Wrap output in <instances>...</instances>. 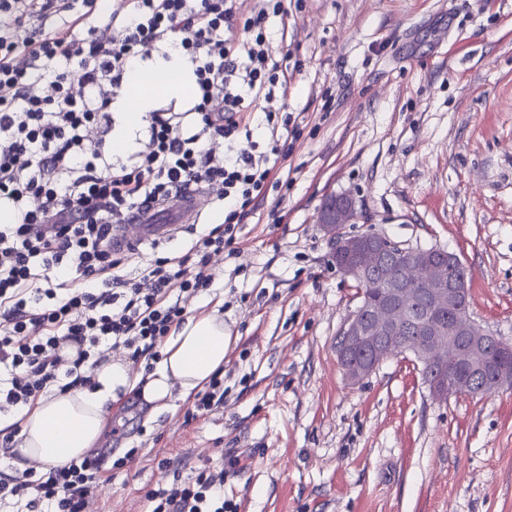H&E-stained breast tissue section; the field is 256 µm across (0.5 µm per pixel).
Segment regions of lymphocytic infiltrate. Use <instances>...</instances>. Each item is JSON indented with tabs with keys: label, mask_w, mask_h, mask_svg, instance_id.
Returning a JSON list of instances; mask_svg holds the SVG:
<instances>
[{
	"label": "lymphocytic infiltrate",
	"mask_w": 512,
	"mask_h": 512,
	"mask_svg": "<svg viewBox=\"0 0 512 512\" xmlns=\"http://www.w3.org/2000/svg\"><path fill=\"white\" fill-rule=\"evenodd\" d=\"M105 27L97 0H0V416L49 390L94 389L105 348L154 360L191 300L211 286V257L236 238L250 208L282 186L284 137H299L287 101L298 65L275 55L270 18L283 0H121ZM39 17V30L25 20ZM179 43L195 65L190 98L164 97L149 114L144 147L109 153L113 101L132 61L148 64ZM267 129L252 140L259 102ZM190 187L207 191L224 220L182 253L126 274L112 227ZM17 425L0 430V512H89L101 455L44 473L10 471ZM225 471L203 466L147 492L150 512H234Z\"/></svg>",
	"instance_id": "obj_1"
}]
</instances>
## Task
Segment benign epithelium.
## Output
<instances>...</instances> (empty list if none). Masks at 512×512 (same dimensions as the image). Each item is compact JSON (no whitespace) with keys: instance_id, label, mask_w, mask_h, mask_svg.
Wrapping results in <instances>:
<instances>
[{"instance_id":"obj_1","label":"benign epithelium","mask_w":512,"mask_h":512,"mask_svg":"<svg viewBox=\"0 0 512 512\" xmlns=\"http://www.w3.org/2000/svg\"><path fill=\"white\" fill-rule=\"evenodd\" d=\"M356 220L355 202L347 196L327 197L318 213V224L332 242L336 269L356 282L374 285L381 296L377 304L354 311L341 330L337 350L347 379L361 382L387 359L410 353L433 368L444 370L453 364L465 371L428 388L437 403L512 387V341L481 328L465 310L467 277H448V266L457 256L450 252L444 259L437 256V248H410L403 251L402 264L388 265L384 239L344 234L345 225ZM417 324L424 328V340H406ZM366 343L371 344L367 358L352 360V352ZM490 350L502 367L489 377L485 365Z\"/></svg>"}]
</instances>
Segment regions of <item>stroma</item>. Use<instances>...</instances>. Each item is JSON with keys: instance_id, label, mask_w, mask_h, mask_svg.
Segmentation results:
<instances>
[{"instance_id": "1", "label": "stroma", "mask_w": 512, "mask_h": 512, "mask_svg": "<svg viewBox=\"0 0 512 512\" xmlns=\"http://www.w3.org/2000/svg\"><path fill=\"white\" fill-rule=\"evenodd\" d=\"M285 6L267 34L302 64L292 183L269 190L187 307L220 308L233 336L224 406L191 420L175 396L154 417L122 394L100 445L140 452L94 510L145 512L149 490L235 457L237 512H512V389L437 403L408 354L349 383L336 342L358 286L317 222L345 194L360 214L346 234L457 254L473 317L512 339V0Z\"/></svg>"}]
</instances>
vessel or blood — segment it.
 <instances>
[{
    "label": "vessel or blood",
    "instance_id": "obj_1",
    "mask_svg": "<svg viewBox=\"0 0 512 512\" xmlns=\"http://www.w3.org/2000/svg\"><path fill=\"white\" fill-rule=\"evenodd\" d=\"M208 203L201 192H190L163 206L160 213L143 214L137 223L118 224L112 231V246L127 251L147 244H158L174 236L187 224L195 223Z\"/></svg>",
    "mask_w": 512,
    "mask_h": 512
}]
</instances>
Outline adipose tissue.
Listing matches in <instances>:
<instances>
[{
    "label": "adipose tissue",
    "mask_w": 512,
    "mask_h": 512,
    "mask_svg": "<svg viewBox=\"0 0 512 512\" xmlns=\"http://www.w3.org/2000/svg\"><path fill=\"white\" fill-rule=\"evenodd\" d=\"M193 84V67L175 46H168L165 56L151 65L132 63L127 85L138 94L132 100L121 98L116 105L121 122L110 151L124 153L132 148V134L142 127L158 95L179 97ZM231 340L220 315H189L165 339L162 358L146 384H139L128 362L117 359L96 370V389L55 392L41 398L26 414L15 437L16 468L25 469L32 462L60 466L83 456L97 443L119 393L135 385H142L144 399L158 410L172 394L189 396L223 368Z\"/></svg>",
    "instance_id": "1"
}]
</instances>
